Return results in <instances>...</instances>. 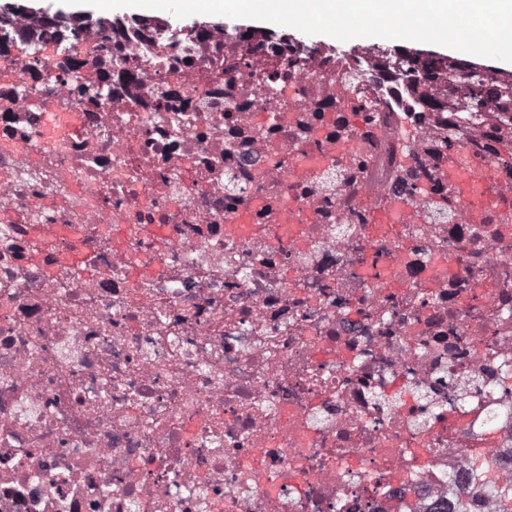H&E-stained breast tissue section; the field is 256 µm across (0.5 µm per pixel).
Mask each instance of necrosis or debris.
Listing matches in <instances>:
<instances>
[{
  "label": "necrosis or debris",
  "mask_w": 512,
  "mask_h": 512,
  "mask_svg": "<svg viewBox=\"0 0 512 512\" xmlns=\"http://www.w3.org/2000/svg\"><path fill=\"white\" fill-rule=\"evenodd\" d=\"M14 23L0 512H505L511 115L393 46ZM408 57L414 60L415 63H417L416 68L412 70V72L415 75V80L423 84H428L432 82L435 73L440 67V64L446 61V59L444 58H436L429 55L423 57L422 55L418 54H409ZM446 63H448V60L446 61Z\"/></svg>",
  "instance_id": "obj_1"
}]
</instances>
